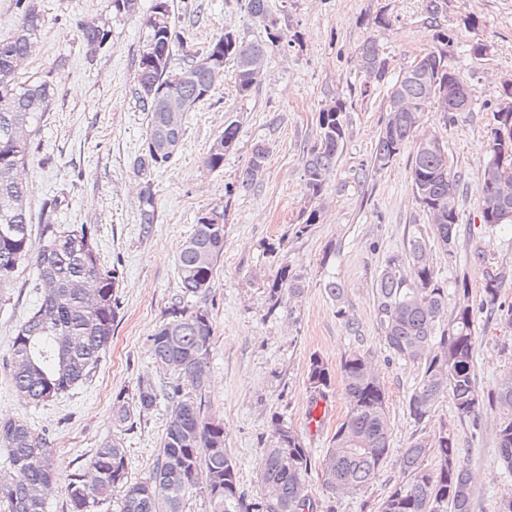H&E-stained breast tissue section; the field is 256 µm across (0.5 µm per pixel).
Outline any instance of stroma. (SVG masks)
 <instances>
[{
	"label": "stroma",
	"instance_id": "stroma-1",
	"mask_svg": "<svg viewBox=\"0 0 512 512\" xmlns=\"http://www.w3.org/2000/svg\"><path fill=\"white\" fill-rule=\"evenodd\" d=\"M45 27L26 73H50L55 99L22 178L33 219L53 207L59 224H90L100 261L117 269L118 317L112 344L102 354L90 383L34 407L14 393L3 367L18 326L40 301L33 261L18 268L0 304V418L27 422L51 441L59 479L48 496V512H68L65 481L81 471L95 448L119 434L128 450L133 481L146 477L166 428L165 403L133 416L125 431L112 419V399L133 391L139 379L164 387L169 372L153 363L149 338L162 324L180 292L174 259L192 233L199 213L224 211V251L208 295L196 298L210 312L214 337L209 376L202 395L207 414L224 425V446L239 471L246 500L260 497L257 476L273 420L300 432L312 467L307 492L314 512H378L400 473L399 455L413 441H429L441 427L454 429L460 460L475 487L473 512H498L512 497V474L503 473L495 437V414L483 409L479 423L460 418L450 399L414 423L407 399L418 376L416 364L399 360L384 346L374 321V284L389 256L404 253L427 214L410 188L411 149L385 169L369 168L388 105V85L370 97L359 94V47L374 38L396 78L436 43L426 24L428 0H268L279 28L297 35V44L273 49L264 77L249 95H239L233 63L211 96L190 112L176 157L150 181L136 176L133 162L145 140L147 115L131 95L141 20L152 0H138L139 12L110 20L106 0H33ZM441 27L453 38L451 61L474 90L471 111L445 118L425 111L419 135H437L459 180L458 243L455 253L432 246L429 258L440 279L454 285L467 277L472 301L482 297V269L466 265V249L480 244L490 265L512 269V224L481 222L478 199L488 140L502 102L501 82L512 76V0H440ZM175 16L187 38L173 46L172 69L186 55L205 50L224 30L246 41L266 37V24L250 16L244 0H174ZM109 20L112 40L89 56L80 37L86 20ZM486 45L484 54L471 51ZM347 103L348 134L330 173L315 224H306L310 203L303 184L304 145L318 134V112L336 99ZM239 134L211 171L203 159L230 122ZM269 151L260 180L242 188L238 176L255 145ZM153 194L155 222H139L143 188ZM288 268L304 287L301 296L271 301L267 282ZM343 290L341 299L325 290L327 281ZM359 324L350 334L346 318ZM475 352L476 385L497 389L512 373V324L479 315ZM369 352L389 395L390 455L363 492L329 500L321 488L320 463L349 410L338 369L352 351ZM320 357L333 377L326 415L311 427L307 366Z\"/></svg>",
	"mask_w": 512,
	"mask_h": 512
}]
</instances>
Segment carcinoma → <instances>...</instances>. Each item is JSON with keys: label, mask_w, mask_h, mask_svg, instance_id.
Segmentation results:
<instances>
[{"label": "carcinoma", "mask_w": 512, "mask_h": 512, "mask_svg": "<svg viewBox=\"0 0 512 512\" xmlns=\"http://www.w3.org/2000/svg\"><path fill=\"white\" fill-rule=\"evenodd\" d=\"M167 17L157 20L156 6L142 18V41L138 49L133 96L139 109L148 113V127L134 171L145 176L168 163L171 157L161 148L171 136L170 113L164 111L156 92L167 82L171 50L184 44L177 29L171 0ZM247 13L267 22V40L245 42L233 30H224L220 40L221 62L236 63V86L241 95L260 84L264 70L252 67L255 59L266 62L269 49L293 40L271 18L268 0H245ZM115 18L136 13L137 0H107ZM439 0H429L427 24L439 29L437 44L428 50L425 70L404 72L397 78L398 93L413 108L411 112H387L371 156L374 171L389 166L407 145L413 146L410 181L415 200L430 218V233L417 231L405 253L389 257L374 286V320L381 340L397 358L415 363L419 378L407 401L410 418L421 423L436 403L447 396L460 418L478 422L483 406L496 411V447L503 467L512 473V373L497 391L482 395L475 381L476 318L480 312L496 315L505 283L512 280L507 267L485 265L483 250L475 246L467 253L469 263L483 267L482 298L448 307V287L439 279L428 258L433 238L448 254L457 248L458 180L448 162V151L437 147L436 135L414 141L415 119L423 117L422 103L431 99L439 111L454 117L452 101L461 88L451 65L452 38L440 29ZM44 16L36 5L25 8L20 29L0 40V72L18 56L33 55L41 39ZM112 37L109 21L91 19L81 26V39L91 54L107 46ZM359 54L376 69L386 70V59L376 40L365 39ZM209 52L187 55L184 67L194 72L193 81L176 88V93L196 103L211 93ZM436 85L438 92L429 93ZM55 97L49 75L29 77L12 84L0 82V289L13 280L20 264L32 259L37 269L40 302L18 327L7 362L9 379L17 396L39 405L87 382L112 341V327L118 314L115 289L117 270L103 268L95 230L88 224L64 226L47 211L40 224V240H32V213L28 190L18 170L31 152L32 142L20 146L4 136L3 125L25 124L32 135ZM347 105L337 100L318 113L319 133L304 146V182L309 202L305 226L317 221L314 203L322 197L329 172L344 146L348 122ZM239 127L232 121L211 144L204 159L210 171L224 167V152L232 147ZM268 157L263 145L254 147L239 174L240 185L253 186L262 176ZM498 170L487 161L482 172L479 210L483 223L512 224V198L494 201ZM139 220L152 224L155 209L150 189H145ZM224 250V210L213 207L202 212L190 236L175 257L180 295L167 310L162 325L151 336L154 362L173 375L159 389L148 379L138 381L134 392L121 391L112 400V416L122 428L131 412L146 413L159 399L167 401L178 415L167 421L157 460L150 473L133 482L128 477L127 449L114 435L101 441L86 468L70 475L65 494L70 512H97L103 503L120 492L119 512H186L193 495L204 493L213 512H310L312 508L305 481L311 458L299 433L274 423L264 449L258 474L263 494L245 502L240 491L236 463L224 448L220 422L206 414L202 391L208 379V360L214 329L208 310L191 306L184 298L206 295L212 287L217 264ZM293 296L302 293L298 279L283 267L269 281L270 299L278 301L282 290ZM349 410L336 429L321 464L322 488L328 498L357 494L376 478L390 451L387 417L389 396L372 368L369 353L354 351L340 364ZM307 381L313 399L326 396L332 374L319 357L310 359ZM0 447L6 450L8 466L0 468V505L7 512H46V491L56 481L53 448L44 434L20 421L0 422ZM436 455L437 464L428 458ZM401 479L388 492L379 512H472L474 497L466 468L457 452V440L450 428L439 432L433 444L416 441L398 459ZM205 470L206 486H197L198 471Z\"/></svg>", "instance_id": "cac0c4a2"}]
</instances>
